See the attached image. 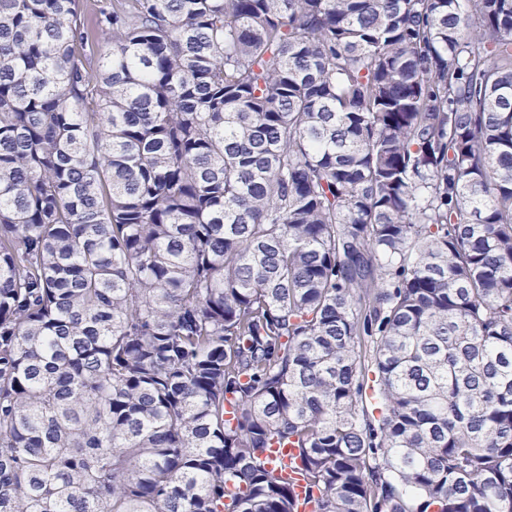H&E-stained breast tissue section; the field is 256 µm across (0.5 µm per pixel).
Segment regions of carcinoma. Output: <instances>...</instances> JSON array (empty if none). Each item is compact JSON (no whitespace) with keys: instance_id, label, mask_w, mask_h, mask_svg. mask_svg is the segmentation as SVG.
<instances>
[{"instance_id":"obj_1","label":"carcinoma","mask_w":512,"mask_h":512,"mask_svg":"<svg viewBox=\"0 0 512 512\" xmlns=\"http://www.w3.org/2000/svg\"><path fill=\"white\" fill-rule=\"evenodd\" d=\"M512 512V0H0V512Z\"/></svg>"}]
</instances>
